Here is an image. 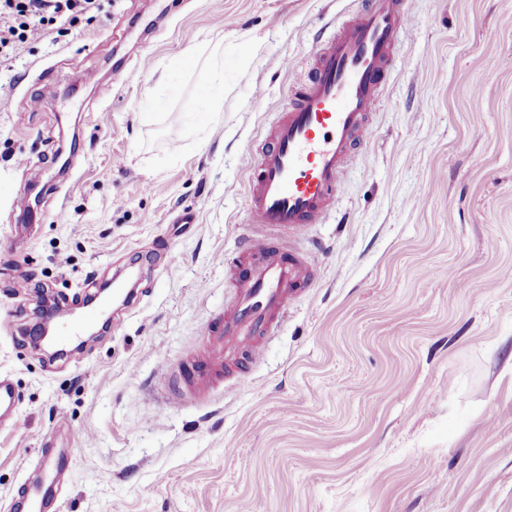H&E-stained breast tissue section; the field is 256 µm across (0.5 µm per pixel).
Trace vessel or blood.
I'll list each match as a JSON object with an SVG mask.
<instances>
[{"mask_svg":"<svg viewBox=\"0 0 512 512\" xmlns=\"http://www.w3.org/2000/svg\"><path fill=\"white\" fill-rule=\"evenodd\" d=\"M408 12L409 0H369L321 41L313 76L291 90L250 181L249 261L234 280L204 352L194 356L190 390L196 399L205 397V383L219 372L248 380L282 325L289 300L310 286L311 264L300 236L326 220L342 192V167L354 142L371 134L369 117L389 77L391 49ZM19 402L17 386L1 375L0 420ZM70 455L66 448H42V474L25 484L18 501L23 512H44L49 494L68 484Z\"/></svg>","mask_w":512,"mask_h":512,"instance_id":"1","label":"vessel or blood"}]
</instances>
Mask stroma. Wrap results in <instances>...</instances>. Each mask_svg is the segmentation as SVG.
<instances>
[{
    "label": "stroma",
    "instance_id": "obj_1",
    "mask_svg": "<svg viewBox=\"0 0 512 512\" xmlns=\"http://www.w3.org/2000/svg\"><path fill=\"white\" fill-rule=\"evenodd\" d=\"M362 6L97 0L0 60V375L21 394L0 512L48 441L72 466L52 512H512V0H410L373 135L306 233L312 288L250 381L166 400L247 259L249 176L288 91ZM132 269L106 332L31 347L40 288L69 305ZM204 90L198 94V108L197 112L208 113L212 112L215 103L218 100V92L222 91L224 87V69L214 67L211 71L209 79L202 85Z\"/></svg>",
    "mask_w": 512,
    "mask_h": 512
}]
</instances>
